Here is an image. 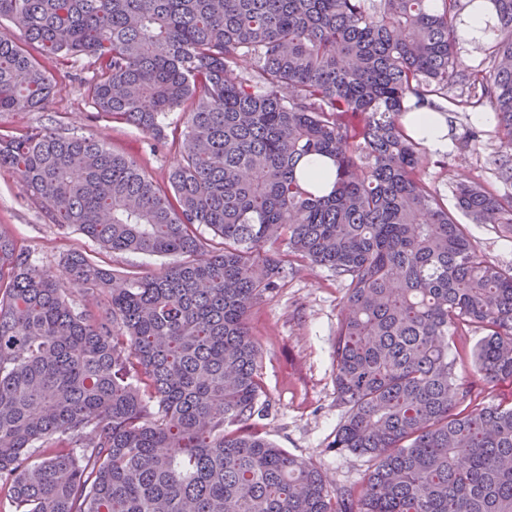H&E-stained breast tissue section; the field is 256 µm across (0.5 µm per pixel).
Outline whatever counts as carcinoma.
<instances>
[{
	"label": "carcinoma",
	"instance_id": "obj_1",
	"mask_svg": "<svg viewBox=\"0 0 512 512\" xmlns=\"http://www.w3.org/2000/svg\"><path fill=\"white\" fill-rule=\"evenodd\" d=\"M472 2L0 0L43 56L92 59L97 112L173 136L180 155L163 189L99 140L0 133V168L52 224L169 260L119 280L72 251L55 272L0 230V494L14 512H512V406L459 409L474 389L449 353L480 329L476 372L512 380V267L455 216L511 233L512 194L461 182L449 209L404 123L407 101L444 113L451 86L480 88L454 105H490L512 180V0H491L492 71L459 74ZM57 91L0 35V116ZM323 158L325 192L299 179ZM200 226L224 247L206 249ZM294 261L345 288L331 447L368 459L358 485L332 487L245 430L265 410L247 316Z\"/></svg>",
	"mask_w": 512,
	"mask_h": 512
}]
</instances>
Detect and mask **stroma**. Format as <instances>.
Masks as SVG:
<instances>
[{
    "instance_id": "stroma-1",
    "label": "stroma",
    "mask_w": 512,
    "mask_h": 512,
    "mask_svg": "<svg viewBox=\"0 0 512 512\" xmlns=\"http://www.w3.org/2000/svg\"><path fill=\"white\" fill-rule=\"evenodd\" d=\"M59 91L41 111L0 117V131L47 127L64 136L102 140L107 148L136 161L158 185L178 159L174 145L152 150L153 138L135 127L111 121L90 104L86 85L93 74L88 61L42 59ZM448 149L429 150L427 178L443 194H451L456 181L478 180L499 193H512V182L500 175L496 161L503 149L496 121L475 122L471 112L449 107ZM477 131L478 145L467 142ZM0 228L8 230L44 267L58 269L61 259L80 250L96 256L107 269L120 274L160 270L163 259L144 254L102 250L73 229L51 224L41 203L29 196L19 177L0 170ZM469 235L490 261L512 265V233L490 224H469ZM343 284L330 271L294 263L292 272L250 311L248 325L258 342L262 363V398L268 408L256 418L253 431L290 454L311 459L330 484L361 482L368 467L365 458L332 449L331 443L344 417L336 402L333 338L341 317Z\"/></svg>"
}]
</instances>
